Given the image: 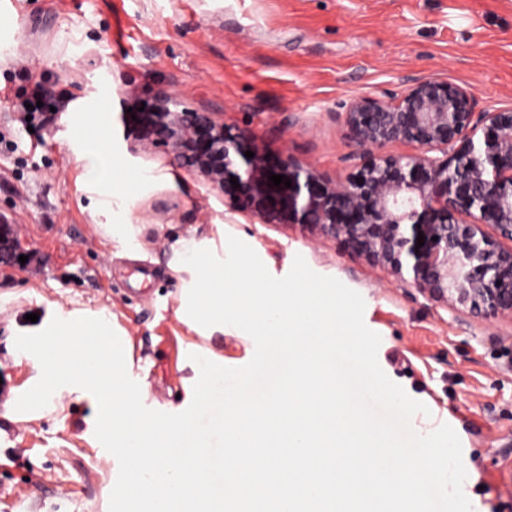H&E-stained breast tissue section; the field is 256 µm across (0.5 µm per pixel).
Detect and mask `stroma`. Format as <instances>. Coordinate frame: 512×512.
I'll return each mask as SVG.
<instances>
[{
    "mask_svg": "<svg viewBox=\"0 0 512 512\" xmlns=\"http://www.w3.org/2000/svg\"><path fill=\"white\" fill-rule=\"evenodd\" d=\"M0 13V90L44 81L61 102L36 136L0 97V129L15 144L0 150V225L26 257L0 262L6 398L41 377L17 335L103 310L145 404L183 410L192 346L229 362L244 352L179 317L193 278L181 246L220 252L232 235L275 277L300 255L359 293L385 374L457 432L472 512H512V323L461 314L338 243L232 211L173 157L142 150L126 113L174 91L270 152L342 179L357 162L338 116L351 98L395 96L433 75L469 86L480 106L512 103V0H14ZM110 190L107 220L96 209ZM96 414L90 395L0 410V512H109L118 471L94 435Z\"/></svg>",
    "mask_w": 512,
    "mask_h": 512,
    "instance_id": "35a3bbf8",
    "label": "stroma"
}]
</instances>
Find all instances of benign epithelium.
Returning <instances> with one entry per match:
<instances>
[{
    "label": "benign epithelium",
    "instance_id": "7a95c632",
    "mask_svg": "<svg viewBox=\"0 0 512 512\" xmlns=\"http://www.w3.org/2000/svg\"><path fill=\"white\" fill-rule=\"evenodd\" d=\"M343 108L358 163L338 180L288 155L271 158L213 113L180 106L174 94L139 113V142L180 160L237 212L335 241L472 317L512 320V245L490 235L512 242V104L480 109L469 88L428 76L397 98L361 95ZM393 142L414 151L390 154ZM273 173L291 187L275 186Z\"/></svg>",
    "mask_w": 512,
    "mask_h": 512
}]
</instances>
